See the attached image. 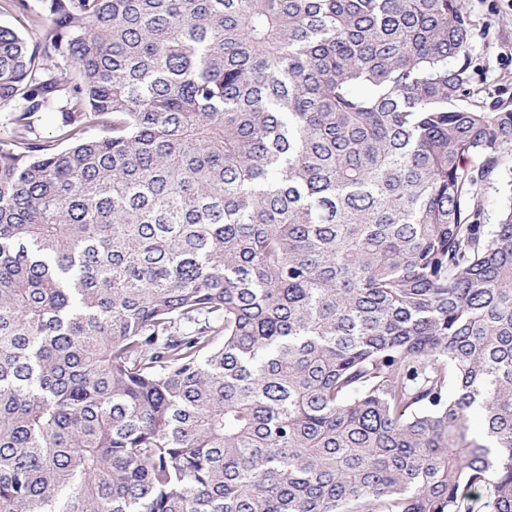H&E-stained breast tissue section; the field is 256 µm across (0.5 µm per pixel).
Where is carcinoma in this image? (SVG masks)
Returning a JSON list of instances; mask_svg holds the SVG:
<instances>
[{
  "instance_id": "1",
  "label": "carcinoma",
  "mask_w": 512,
  "mask_h": 512,
  "mask_svg": "<svg viewBox=\"0 0 512 512\" xmlns=\"http://www.w3.org/2000/svg\"><path fill=\"white\" fill-rule=\"evenodd\" d=\"M40 2L0 0V512H512L463 0Z\"/></svg>"
}]
</instances>
